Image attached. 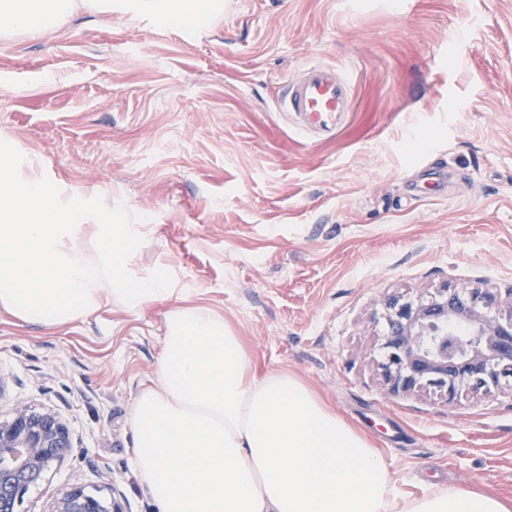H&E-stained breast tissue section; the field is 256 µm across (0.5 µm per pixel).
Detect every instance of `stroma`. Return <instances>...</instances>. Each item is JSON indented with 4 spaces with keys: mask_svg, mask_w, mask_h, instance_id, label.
<instances>
[{
    "mask_svg": "<svg viewBox=\"0 0 512 512\" xmlns=\"http://www.w3.org/2000/svg\"><path fill=\"white\" fill-rule=\"evenodd\" d=\"M192 26L115 0L54 34L0 36V139L59 190L145 226L134 272L220 312L257 373L299 376L390 464L404 499L437 487L512 501V389L389 394L385 297L512 286V0H221ZM350 73L330 139L274 109L306 62ZM171 301L107 303L43 327L0 308V416L23 401L73 450L25 497L80 485L155 512L131 415Z\"/></svg>",
    "mask_w": 512,
    "mask_h": 512,
    "instance_id": "1",
    "label": "stroma"
}]
</instances>
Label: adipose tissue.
<instances>
[{
    "mask_svg": "<svg viewBox=\"0 0 512 512\" xmlns=\"http://www.w3.org/2000/svg\"><path fill=\"white\" fill-rule=\"evenodd\" d=\"M109 0H0V33L56 30ZM156 383L135 400L138 477L157 512H395L383 457L295 375H256L222 314H166ZM404 512H512L498 497L437 488Z\"/></svg>",
    "mask_w": 512,
    "mask_h": 512,
    "instance_id": "obj_1",
    "label": "adipose tissue"
}]
</instances>
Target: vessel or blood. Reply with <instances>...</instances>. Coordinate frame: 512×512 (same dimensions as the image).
Here are the masks:
<instances>
[{"instance_id": "1", "label": "vessel or blood", "mask_w": 512, "mask_h": 512, "mask_svg": "<svg viewBox=\"0 0 512 512\" xmlns=\"http://www.w3.org/2000/svg\"><path fill=\"white\" fill-rule=\"evenodd\" d=\"M353 108L351 82L343 70L321 63L304 65L286 82L275 105L304 134L324 137L334 136L341 118Z\"/></svg>"}]
</instances>
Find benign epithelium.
<instances>
[{
	"label": "benign epithelium",
	"mask_w": 512,
	"mask_h": 512,
	"mask_svg": "<svg viewBox=\"0 0 512 512\" xmlns=\"http://www.w3.org/2000/svg\"><path fill=\"white\" fill-rule=\"evenodd\" d=\"M386 333L378 368L387 391L408 395L431 386L453 400L512 384V287L505 290L445 283L417 299L383 302ZM72 451L69 431L52 410L23 403L0 421V512H20L24 496L51 465ZM49 512H123L81 486L62 489Z\"/></svg>",
	"instance_id": "obj_1"
}]
</instances>
